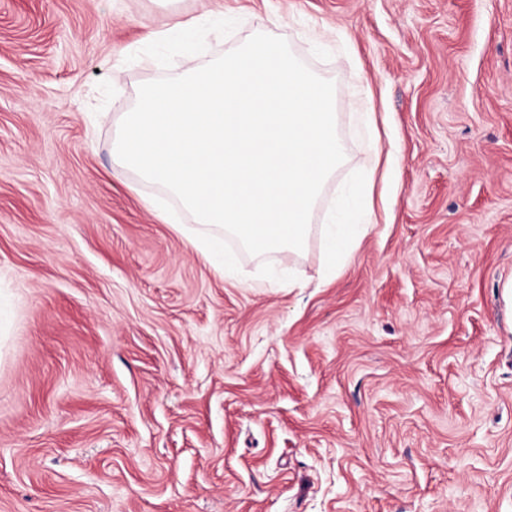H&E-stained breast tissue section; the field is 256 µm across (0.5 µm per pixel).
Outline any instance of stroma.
<instances>
[{
    "label": "stroma",
    "mask_w": 512,
    "mask_h": 512,
    "mask_svg": "<svg viewBox=\"0 0 512 512\" xmlns=\"http://www.w3.org/2000/svg\"><path fill=\"white\" fill-rule=\"evenodd\" d=\"M257 33L334 82L346 160L302 252L227 278L112 141ZM392 144L391 221L325 281ZM511 281L512 0H0V512H512ZM380 154L381 150L376 149L377 160L365 175L362 191H344L337 202L332 224L323 225L322 246L327 259L328 276L336 275V271L350 260L358 240L366 232V226L378 223L372 191L379 170L382 185L380 201L385 210V190L398 165V157L388 151L382 161Z\"/></svg>",
    "instance_id": "35a3bbf8"
}]
</instances>
